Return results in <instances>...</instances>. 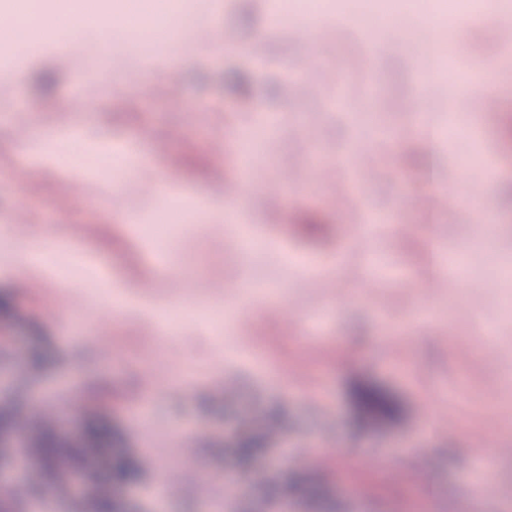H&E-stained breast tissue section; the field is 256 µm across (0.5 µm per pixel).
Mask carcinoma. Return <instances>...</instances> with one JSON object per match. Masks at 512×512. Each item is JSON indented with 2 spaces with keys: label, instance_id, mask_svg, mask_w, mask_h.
<instances>
[{
  "label": "carcinoma",
  "instance_id": "1",
  "mask_svg": "<svg viewBox=\"0 0 512 512\" xmlns=\"http://www.w3.org/2000/svg\"><path fill=\"white\" fill-rule=\"evenodd\" d=\"M359 405L371 415H387L392 407L388 397L377 389H367L359 394ZM110 438V432L102 424H86L78 443L64 444L55 434V427L48 424L41 428L32 452L48 461L42 477L55 484L69 482L70 476L78 474L89 489L88 498L94 500L93 512H114L112 490L123 486L137 474L136 461L120 452H113L109 462L111 479H101L95 458L98 447Z\"/></svg>",
  "mask_w": 512,
  "mask_h": 512
}]
</instances>
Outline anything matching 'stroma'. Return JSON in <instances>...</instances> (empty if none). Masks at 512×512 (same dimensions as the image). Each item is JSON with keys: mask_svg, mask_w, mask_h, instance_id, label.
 I'll list each match as a JSON object with an SVG mask.
<instances>
[{"mask_svg": "<svg viewBox=\"0 0 512 512\" xmlns=\"http://www.w3.org/2000/svg\"><path fill=\"white\" fill-rule=\"evenodd\" d=\"M182 15L211 40L188 47L178 38L134 57L113 38L68 35L27 50L23 68L0 65V336L18 346L0 355V406L28 416L20 437L33 440L39 426L28 398H50L69 380L60 440H77L92 417L138 463L135 484L118 495L121 512L133 502L138 512H512V365L502 357L512 350V153L480 106L454 112L458 88L437 73L422 103L428 130L403 135L431 26L449 64L486 73L512 111V56L493 41L496 23H512V6L484 0L456 33L434 22L429 0H414L391 33L365 14L341 22L309 67L307 95L288 89L311 52L307 14L272 27L265 0H184ZM228 30L237 51L224 49ZM370 30L388 42L376 57ZM259 39L261 62L248 52ZM101 57L108 70L88 89L85 111H74L80 68ZM340 65L349 75L335 74ZM366 70L381 103L355 92L335 108L337 83ZM235 72L247 75L245 91L229 88ZM256 112L284 117L256 161L270 183L293 189L279 202L252 188L230 223L224 178L236 172ZM71 124L84 129L71 145L100 150L110 173L47 161L62 143L56 128ZM381 129L396 139L377 141ZM117 142L135 145L151 170L126 166ZM427 145L432 172L410 168L408 154ZM356 146L371 150L374 173L340 208L339 160ZM480 171L484 196L449 203V190L462 195ZM166 176L174 191L162 197L151 184ZM177 201L194 205L186 230L146 252L137 218ZM300 210L325 214L324 231L303 235L291 222ZM359 232L364 245L344 249ZM37 244L69 274L20 264L19 251ZM451 248L463 254L467 282L449 276ZM158 256L197 290L172 297ZM316 274L332 277L335 290L312 288ZM426 288L424 308L416 292ZM117 289L125 308L103 352L89 338ZM272 371L284 389L270 387ZM365 386L389 394L394 416L360 418ZM445 407L448 427L435 430L431 415ZM249 438L264 451L245 464L236 450ZM182 445L186 454H176ZM38 465L27 457L0 479V504L74 512V497L49 484L27 503L13 500L11 489ZM173 466L184 477L164 506L155 488ZM486 468L487 493L475 487Z\"/></svg>", "mask_w": 512, "mask_h": 512, "instance_id": "35a3bbf8", "label": "stroma"}]
</instances>
